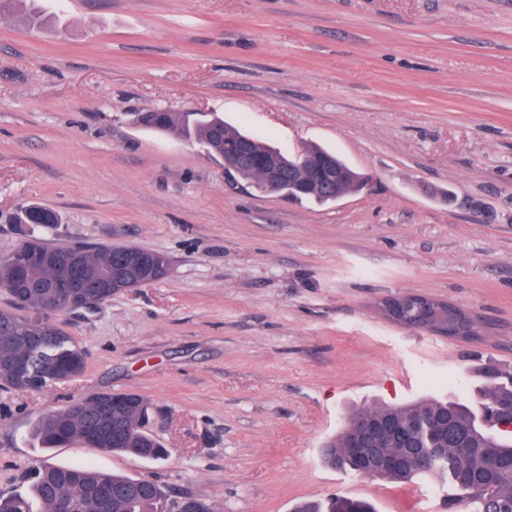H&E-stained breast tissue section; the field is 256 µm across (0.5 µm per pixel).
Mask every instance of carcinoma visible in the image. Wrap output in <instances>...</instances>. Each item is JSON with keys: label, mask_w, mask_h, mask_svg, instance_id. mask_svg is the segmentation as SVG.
<instances>
[{"label": "carcinoma", "mask_w": 512, "mask_h": 512, "mask_svg": "<svg viewBox=\"0 0 512 512\" xmlns=\"http://www.w3.org/2000/svg\"><path fill=\"white\" fill-rule=\"evenodd\" d=\"M0 14H17L23 24L31 30L43 27L49 17L38 0H0ZM143 128L158 134H174L186 141L196 143L213 156L224 154L228 147H239L244 133L228 125L216 113L178 112L168 110L159 120L153 115L144 116ZM250 152L253 157L265 162L273 157L276 149L260 138L250 136ZM328 160L344 164L335 154L316 145H307L300 150L295 161L296 170L287 175L289 179L302 176V170L316 161ZM52 211L32 206L21 216L23 224H41L43 217ZM39 249L60 258L76 260L86 272L87 286L96 293V299L104 302L120 289L112 287L124 274V268L116 265L112 254L121 249L138 255L142 248L121 245L109 247L70 246L48 244L38 238L25 240L16 250L0 258V288L8 294L22 289L26 303L10 309H0V386L18 389L17 359L35 352L39 346L58 337L63 338L60 358L75 360L71 373L60 376L47 371L35 375L37 390L68 382L78 377L85 368L84 352L63 331L54 325L50 317L67 313V304L52 310L45 303L44 284L53 278L60 267L53 263L34 266L28 270L23 285L14 280L15 264L27 252ZM28 314L22 315L20 311ZM480 403L490 406L502 399L512 398V378L483 383L478 389ZM149 404L142 401L134 407L123 406L112 412L111 421L104 426L96 446L104 451L130 454L141 459L157 462L167 455V449L145 428ZM448 415L459 431L470 433L476 451L461 454L454 446L453 438L442 434L432 422L435 416ZM365 415L375 419L419 421L417 437L423 446L431 449L426 462L408 470L381 469L372 473L375 478L390 481H406L417 474L426 473L440 478L448 489L455 492L453 501L464 506L465 512H512V431L495 428L491 431L478 426L476 409L460 402L425 398L402 406L381 405L364 408L354 413L342 431L323 449L325 463L333 468L349 470L353 464L347 458L345 444L352 434L351 422ZM94 421L93 405L75 401L68 406L42 415L36 423L34 436L45 450L62 445L59 428H67L71 441L82 438L87 427ZM29 493L0 494V512H57L60 499L75 504V512H161V504L172 498L156 481L127 475L98 471L88 465L60 466L45 457L36 461L28 472ZM102 485L112 489V496L103 499L95 493ZM295 512H375L374 507L363 500L336 497L328 504L306 502L296 507Z\"/></svg>", "instance_id": "obj_1"}]
</instances>
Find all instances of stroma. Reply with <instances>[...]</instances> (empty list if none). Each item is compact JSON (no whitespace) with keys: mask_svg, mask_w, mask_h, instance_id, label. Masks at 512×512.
I'll return each instance as SVG.
<instances>
[{"mask_svg":"<svg viewBox=\"0 0 512 512\" xmlns=\"http://www.w3.org/2000/svg\"><path fill=\"white\" fill-rule=\"evenodd\" d=\"M58 25L0 16V257L38 203L59 246L167 255L152 284L51 321L83 373L0 389V493L26 492L44 413L134 392L160 462L76 442L58 464L156 480L213 512H293L344 495L376 512H463L447 487L338 470L347 416L476 397L512 376V0H49ZM218 112L295 153L336 152L367 188L324 204L256 191L136 125ZM404 293L476 315L473 339L388 320Z\"/></svg>","mask_w":512,"mask_h":512,"instance_id":"35a3bbf8","label":"stroma"}]
</instances>
